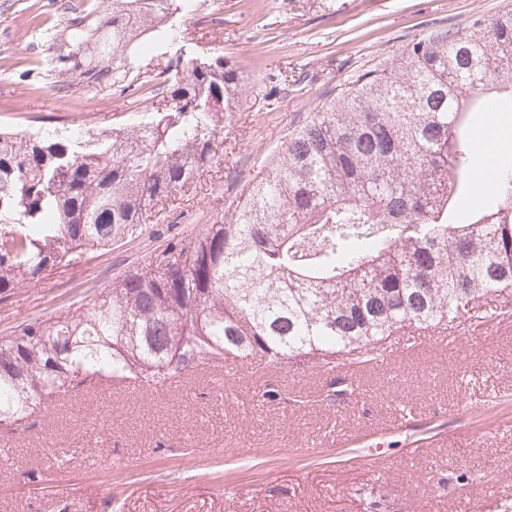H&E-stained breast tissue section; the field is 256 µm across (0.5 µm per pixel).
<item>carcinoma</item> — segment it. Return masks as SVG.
<instances>
[{"label":"carcinoma","instance_id":"cac0c4a2","mask_svg":"<svg viewBox=\"0 0 512 512\" xmlns=\"http://www.w3.org/2000/svg\"><path fill=\"white\" fill-rule=\"evenodd\" d=\"M198 0H82L43 30L60 86L125 94L132 125L0 129V295L143 233L211 163L238 110L224 55L174 43ZM150 37L166 68L136 63ZM165 93V106L145 102ZM512 102V13L436 29L288 133L229 221L171 244L78 313L0 336V423L97 379L163 382L212 362L326 372L404 329L448 327L512 288V165L473 178L477 113ZM482 195L462 213L459 201Z\"/></svg>","mask_w":512,"mask_h":512}]
</instances>
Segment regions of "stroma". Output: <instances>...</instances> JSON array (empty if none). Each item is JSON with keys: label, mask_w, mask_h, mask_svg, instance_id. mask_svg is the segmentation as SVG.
I'll use <instances>...</instances> for the list:
<instances>
[{"label": "stroma", "mask_w": 512, "mask_h": 512, "mask_svg": "<svg viewBox=\"0 0 512 512\" xmlns=\"http://www.w3.org/2000/svg\"><path fill=\"white\" fill-rule=\"evenodd\" d=\"M66 0H0V128L124 121L126 97L46 77L32 15ZM512 0H206L179 29L240 78L238 112L210 168L138 239L53 271L0 299V336L79 309L124 270L229 217L291 127L358 76L389 66L432 29L457 30ZM43 73L40 86L20 69ZM288 76L280 90V76ZM485 164L512 159V111L488 113ZM448 341L419 333L354 373L288 366L264 377L229 363L144 393L105 382L57 398L50 414L0 427V512H504L512 505V288L480 299ZM277 402L257 401L267 385ZM357 431L379 438L350 450Z\"/></svg>", "instance_id": "obj_1"}]
</instances>
